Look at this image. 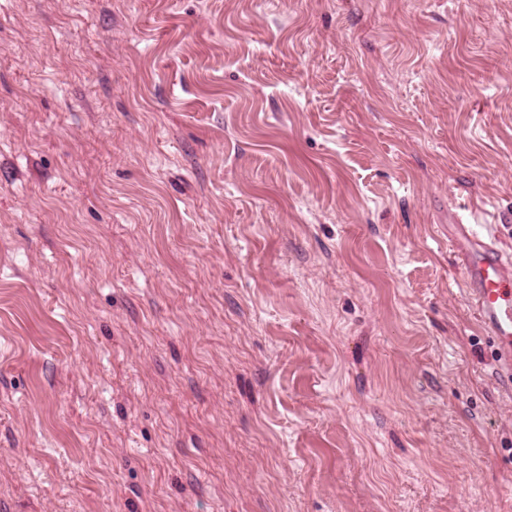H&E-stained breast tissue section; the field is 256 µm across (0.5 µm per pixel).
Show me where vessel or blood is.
<instances>
[{
    "instance_id": "b4317fda",
    "label": "vessel or blood",
    "mask_w": 512,
    "mask_h": 512,
    "mask_svg": "<svg viewBox=\"0 0 512 512\" xmlns=\"http://www.w3.org/2000/svg\"><path fill=\"white\" fill-rule=\"evenodd\" d=\"M483 228L472 212L451 225L449 237L460 255L470 305L491 338L497 360L512 370V257Z\"/></svg>"
}]
</instances>
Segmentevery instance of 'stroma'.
<instances>
[{
	"mask_svg": "<svg viewBox=\"0 0 512 512\" xmlns=\"http://www.w3.org/2000/svg\"><path fill=\"white\" fill-rule=\"evenodd\" d=\"M466 205L512 0H0V512H512Z\"/></svg>",
	"mask_w": 512,
	"mask_h": 512,
	"instance_id": "stroma-1",
	"label": "stroma"
}]
</instances>
